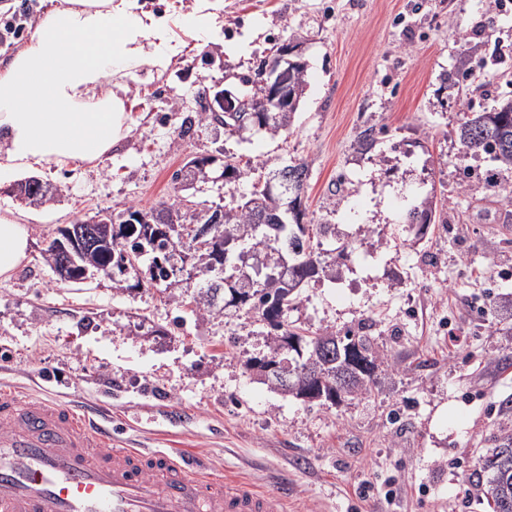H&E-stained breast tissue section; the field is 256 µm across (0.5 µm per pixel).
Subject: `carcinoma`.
<instances>
[{
	"label": "carcinoma",
	"instance_id": "1",
	"mask_svg": "<svg viewBox=\"0 0 512 512\" xmlns=\"http://www.w3.org/2000/svg\"><path fill=\"white\" fill-rule=\"evenodd\" d=\"M297 108L289 112H258L256 117L240 122L241 113L226 112L222 116L224 130L230 135L241 136L246 132L265 131L273 135L288 130ZM459 143L474 157L487 155L498 166L512 169V98L502 100L495 109L479 112L462 121L456 129ZM211 157H192L174 179L204 182L208 178ZM308 177V165L304 161L288 162V196L275 191L259 196L261 211L246 200L235 207H224V277L214 280L209 277L207 263L199 264L197 274L204 283L190 296L192 312L199 316L216 308L215 295L226 291L228 285L239 286V298L225 302V307H246L259 314L269 327L273 346L268 354L247 361V367L255 370L268 360L288 365V371L303 369L311 364L320 369L321 377L315 381V389L324 394H335L340 401L347 397L366 394L375 383V370L380 359L373 340L368 336H357L347 332L339 335L331 328H323L313 336H300L288 329L286 316L296 301L294 292H285L280 285L283 268H288V278L298 283L319 274L333 277L336 259L343 255L345 247L313 250L311 237L303 224L305 216L302 193ZM293 201L298 207L296 214H285L284 204ZM101 221L111 225L110 236L98 240L95 250L79 264H108L120 270L130 265L128 258L150 261V281L164 283L168 288H180L182 283L174 279V267L170 258L178 248L184 246L178 232L170 230L141 232L142 224L132 223L139 216L154 221L153 208L128 206L118 218L104 211L98 212ZM436 211L432 202L425 201L422 208L410 211L412 222L424 231L435 223ZM238 241L250 243V252L261 255L264 261L250 264L245 260L246 252L237 256V263L229 264L230 245ZM495 456V467L489 469L478 462L479 475L486 477L483 494L492 505L493 512H512V433L500 437L499 444L491 449Z\"/></svg>",
	"mask_w": 512,
	"mask_h": 512
}]
</instances>
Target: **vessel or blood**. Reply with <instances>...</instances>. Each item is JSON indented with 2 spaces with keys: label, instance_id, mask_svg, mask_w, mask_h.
<instances>
[{
  "label": "vessel or blood",
  "instance_id": "b4317fda",
  "mask_svg": "<svg viewBox=\"0 0 512 512\" xmlns=\"http://www.w3.org/2000/svg\"><path fill=\"white\" fill-rule=\"evenodd\" d=\"M287 502L282 487L113 447L111 431L74 404L0 387V512H286Z\"/></svg>",
  "mask_w": 512,
  "mask_h": 512
}]
</instances>
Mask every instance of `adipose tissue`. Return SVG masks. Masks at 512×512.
Segmentation results:
<instances>
[{
    "mask_svg": "<svg viewBox=\"0 0 512 512\" xmlns=\"http://www.w3.org/2000/svg\"><path fill=\"white\" fill-rule=\"evenodd\" d=\"M169 16L139 0H49L30 40L0 66V184L110 151L130 128L128 83L178 48ZM29 229L0 213V277L26 257Z\"/></svg>",
    "mask_w": 512,
    "mask_h": 512,
    "instance_id": "adipose-tissue-1",
    "label": "adipose tissue"
}]
</instances>
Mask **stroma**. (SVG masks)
<instances>
[{
	"mask_svg": "<svg viewBox=\"0 0 512 512\" xmlns=\"http://www.w3.org/2000/svg\"><path fill=\"white\" fill-rule=\"evenodd\" d=\"M171 16L183 54L130 83L128 136L78 167L42 169L54 199L21 205L0 186V212L24 209L26 258L0 278V382L50 383L119 444L186 452L257 487L288 478V512H492L473 475L512 412V170L463 151L466 113L512 97V0H224L220 37L188 44L195 0H140ZM45 0H0V62L35 31ZM301 47L306 87L285 131L239 139L198 124L203 89L241 79L283 43ZM373 141L361 142L364 130ZM215 156L186 195L229 207L262 170L222 182L221 159H302L305 221L315 243L347 245L335 278L308 280L290 329L311 335L369 325L381 355L371 392L338 405L273 391L245 368L266 354L268 328L230 307L187 314L147 283V267L57 283L42 252L60 226L101 209L169 200L192 156ZM432 199L426 235L410 206Z\"/></svg>",
	"mask_w": 512,
	"mask_h": 512,
	"instance_id": "stroma-1",
	"label": "stroma"
}]
</instances>
